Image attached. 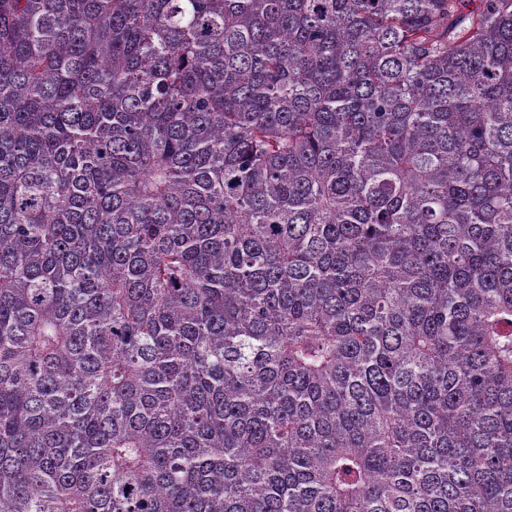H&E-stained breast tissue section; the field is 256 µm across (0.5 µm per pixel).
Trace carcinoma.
I'll use <instances>...</instances> for the list:
<instances>
[{
  "label": "carcinoma",
  "instance_id": "cac0c4a2",
  "mask_svg": "<svg viewBox=\"0 0 512 512\" xmlns=\"http://www.w3.org/2000/svg\"><path fill=\"white\" fill-rule=\"evenodd\" d=\"M0 0V512H512V0Z\"/></svg>",
  "mask_w": 512,
  "mask_h": 512
}]
</instances>
